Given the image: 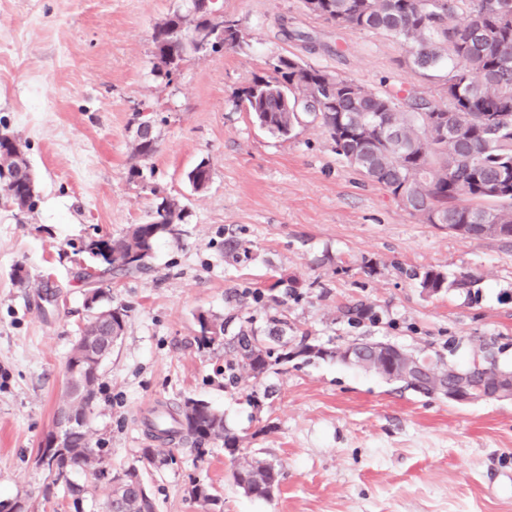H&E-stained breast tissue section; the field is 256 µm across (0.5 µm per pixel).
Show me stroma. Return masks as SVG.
<instances>
[{
	"mask_svg": "<svg viewBox=\"0 0 512 512\" xmlns=\"http://www.w3.org/2000/svg\"><path fill=\"white\" fill-rule=\"evenodd\" d=\"M188 5L0 0V132L23 145L39 194L24 212L0 198V502L103 512L108 483L88 489L79 468L43 495L38 454L92 315L76 247L122 235L170 197L183 220L156 239L147 269L102 284L104 304L128 310L87 426L109 472L142 467L151 410L192 398L243 436L240 455L276 461L284 477L255 497L236 486L223 444L168 446L142 467L156 512H203L195 483L218 496L215 512H512V403L459 405L328 356L233 380L229 347L198 342L203 314L229 337L284 319L293 345L380 340L462 365L487 348L512 366V242L423 223L337 155L320 122L277 136L237 98L280 56L435 100L447 68L415 74L396 39L313 16L303 0H216L241 23L243 48L186 52L169 80L153 70L154 28ZM144 109L161 140L140 162ZM203 160L211 181L197 191L187 174ZM428 268L471 272L478 297L423 291Z\"/></svg>",
	"mask_w": 512,
	"mask_h": 512,
	"instance_id": "obj_1",
	"label": "stroma"
}]
</instances>
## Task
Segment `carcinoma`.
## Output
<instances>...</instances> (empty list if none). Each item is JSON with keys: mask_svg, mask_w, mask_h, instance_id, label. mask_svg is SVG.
Wrapping results in <instances>:
<instances>
[{"mask_svg": "<svg viewBox=\"0 0 512 512\" xmlns=\"http://www.w3.org/2000/svg\"><path fill=\"white\" fill-rule=\"evenodd\" d=\"M308 13L355 30L388 34L409 53V66L423 74L442 64L450 66L443 86L448 104L441 105L410 89L384 94L325 70L312 68L296 57H279L269 64L272 75L258 76L238 93L260 126L270 133L288 136L303 119L320 121L335 144L336 153L370 182L386 189L410 214L426 224H495L512 226V0H318ZM184 14L174 11L153 32L155 70L172 76L166 58L183 61V44L172 32ZM157 131L146 132L133 146V156L151 157L157 148ZM8 167L13 193L0 185V195L19 210L30 211L35 197L27 195L35 182L26 155L14 156L0 142V165ZM166 215L153 216L146 224H133L119 238L91 239L79 252L92 260L83 272L87 285L116 271H133L145 265L152 244L168 224L182 221V208L175 199H162ZM422 289L446 288L472 294L477 278L463 272L453 279L436 270L418 275ZM127 310L112 309L106 317L97 312L83 335L122 336ZM201 344L224 335L225 324L217 318H199ZM235 361L231 372L262 378L272 367L291 356L308 359L333 352L301 339L294 351L277 336H258L241 329L230 341ZM81 367L76 381L83 401L77 409L87 414L95 397L98 371L88 367L83 345L72 349L67 370ZM450 369L464 372L473 387H483L492 368L512 370L490 354L478 362ZM151 433L168 441L201 444L220 441L235 456L243 438L226 429L224 416L203 402L194 415L183 406L169 408L147 420ZM73 468H81L88 487H97L106 469L92 448L86 426L71 434L70 447L58 459L55 476L45 485L50 493ZM277 465L258 460L247 469L235 465L232 476L244 492L271 496L280 483ZM110 496L116 509L155 512L148 491L111 481Z\"/></svg>", "mask_w": 512, "mask_h": 512, "instance_id": "1", "label": "carcinoma"}]
</instances>
